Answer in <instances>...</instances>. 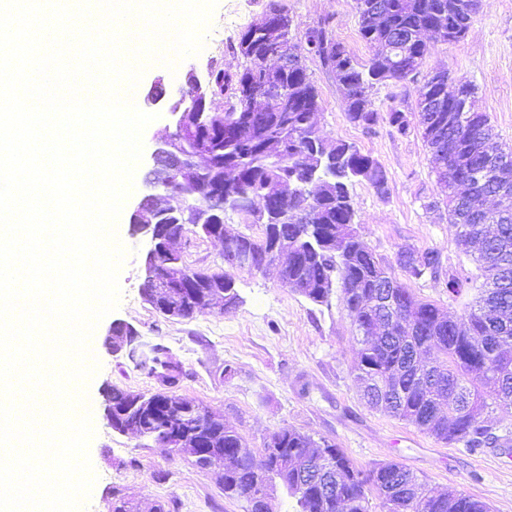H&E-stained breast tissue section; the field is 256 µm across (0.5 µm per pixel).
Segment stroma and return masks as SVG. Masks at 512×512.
Returning <instances> with one entry per match:
<instances>
[{"mask_svg": "<svg viewBox=\"0 0 512 512\" xmlns=\"http://www.w3.org/2000/svg\"><path fill=\"white\" fill-rule=\"evenodd\" d=\"M286 2L293 32L329 17L335 37L359 62L371 57V48L358 33L354 0ZM268 3L219 0L203 50L175 70H146L142 88L160 77L166 89L185 93L188 72L203 78L214 65L237 72L241 58L227 48L216 51L215 41L224 28L240 32ZM306 65L322 103L316 116L321 133L357 145L387 173L386 196L365 183L351 190L364 241L396 276L401 273L399 250L438 253L439 276L410 282L409 287L449 316L461 317L478 291L472 285L452 295L448 276L474 272L475 264L458 248L448 223L446 191L437 182L418 124L415 83L375 86L372 99L379 119L367 131L346 120V99L335 76L316 59ZM440 68L473 85L477 106L489 115L503 148L512 150V0H480L463 39L430 40L421 72ZM393 107L405 113L407 133L389 124L386 114ZM119 222L128 255L119 275V305L95 328L99 368L87 383L94 397L108 387L144 393L158 387L156 378L137 370L127 353L109 349L108 331L113 321L123 320L135 326L140 342L167 347L182 370L178 394L223 417L254 451H261L275 431L289 427L335 444L356 466L398 462L431 491L455 489L485 502L491 512H512V408L486 412L488 426L502 443L474 451L367 408L354 383L359 343L340 297H333L327 307L313 305L297 289L284 287L274 268L263 274L236 272V307H215L190 319L165 318L142 297L144 239L131 233L127 214H120ZM92 422L95 435L88 455L97 478L83 512H108L116 490L141 512H150L158 502L173 504L175 512H245V501L225 497L210 472L152 440L114 432L103 410H96Z\"/></svg>", "mask_w": 512, "mask_h": 512, "instance_id": "35a3bbf8", "label": "stroma"}]
</instances>
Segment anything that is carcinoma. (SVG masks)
<instances>
[{"mask_svg":"<svg viewBox=\"0 0 512 512\" xmlns=\"http://www.w3.org/2000/svg\"><path fill=\"white\" fill-rule=\"evenodd\" d=\"M378 2L384 15L374 25L364 6ZM360 38L372 49L365 64L358 62L338 41L324 19L292 34L288 8L273 3L268 15L278 38L249 24L231 46L244 58L243 69L229 74L211 69L219 86L213 104L204 106L195 134L184 151L194 154L197 141L210 144L213 157L224 160L228 176L226 208L241 213L260 233L240 234L236 246L258 254L271 245L270 227L294 240L296 260L285 278L305 285L303 297L316 305H330L334 293L346 308L356 331L381 328L376 341L360 338L362 348L355 366V382L365 404L449 443L473 450L499 438L483 425L482 415L494 406L512 407V151L495 140L486 113H461L459 134H448L430 162L447 190L448 223L464 253H475L481 291L462 320L447 317L435 304L419 299L397 280L371 251L357 229L350 189L369 181L377 195L387 194V174L377 160L346 141H329L318 134L314 116L321 111L318 90L305 61L312 57L336 76L346 92L345 117L367 131L378 119L372 89L388 81H415L428 53L424 35L432 33L454 41L469 30L479 0H354ZM281 42L294 57L283 70L272 69L267 59L274 43ZM395 42V62L388 65L378 46ZM253 93L279 91L295 106L275 105L256 123L239 89ZM173 194L191 205H206L210 198V168L201 164L189 177L174 175ZM274 198L278 213L306 204L312 223L290 224L262 216L261 208ZM404 248L397 264L410 280L436 275L438 254ZM235 269L224 258V307L239 303ZM130 359L139 370L154 376L170 364L162 344L145 349L130 347ZM209 410L188 399L186 409L172 410L151 423L150 438L162 441L169 426L189 420L209 425ZM224 448V496L242 499L247 512L256 493L254 471L236 458L239 433L227 426L213 427ZM276 443L295 459L310 448H324L336 468V510L321 507L319 485L307 498L293 490V512H370L369 494L376 493L385 512H490L489 506L463 492L434 494L423 489L419 477L394 463L358 468L342 449L291 428L273 433Z\"/></svg>","mask_w":512,"mask_h":512,"instance_id":"1","label":"carcinoma"}]
</instances>
